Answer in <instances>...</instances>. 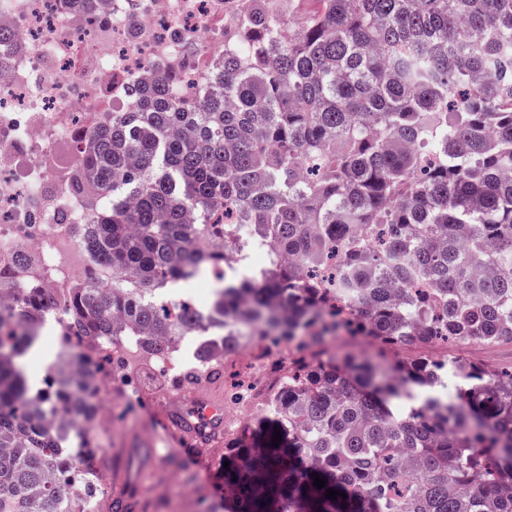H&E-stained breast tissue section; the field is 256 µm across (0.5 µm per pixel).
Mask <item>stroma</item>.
<instances>
[{"label":"stroma","mask_w":512,"mask_h":512,"mask_svg":"<svg viewBox=\"0 0 512 512\" xmlns=\"http://www.w3.org/2000/svg\"><path fill=\"white\" fill-rule=\"evenodd\" d=\"M121 358L126 379L106 396L107 421L93 426L104 446L101 480L112 498L127 512H224V484L216 476L224 435L250 433L263 413L261 401L251 400L248 411L234 414L223 380H188L187 367L166 371L158 357L130 348ZM132 393L138 409L128 415L124 409ZM203 401L230 413L213 437L189 446L161 429V417L175 421L192 415Z\"/></svg>","instance_id":"stroma-1"}]
</instances>
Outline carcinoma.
I'll use <instances>...</instances> for the list:
<instances>
[{"instance_id":"obj_1","label":"carcinoma","mask_w":512,"mask_h":512,"mask_svg":"<svg viewBox=\"0 0 512 512\" xmlns=\"http://www.w3.org/2000/svg\"><path fill=\"white\" fill-rule=\"evenodd\" d=\"M293 2L230 0L205 94L172 62L76 134L96 190L79 241L112 287L73 284L61 335L81 353L132 332L154 355L211 328L191 378L250 336L295 348L268 426L224 439L230 512H512V370L330 351L512 343V0H315L296 26ZM244 231L271 251L258 279L202 308L155 299L224 281ZM54 303L34 281L0 307V512H70L74 479L106 492L72 419L94 391L60 360L29 385ZM50 403L67 423L43 425Z\"/></svg>"}]
</instances>
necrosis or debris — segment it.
Wrapping results in <instances>:
<instances>
[{"label": "necrosis or debris", "mask_w": 512, "mask_h": 512, "mask_svg": "<svg viewBox=\"0 0 512 512\" xmlns=\"http://www.w3.org/2000/svg\"><path fill=\"white\" fill-rule=\"evenodd\" d=\"M227 20L224 0H0V28L16 39L0 77V265L31 259L17 286L54 288L48 331L64 320L69 286L95 268L78 241L83 199L71 190L76 128L111 111L116 79L205 45L223 51Z\"/></svg>", "instance_id": "1"}]
</instances>
